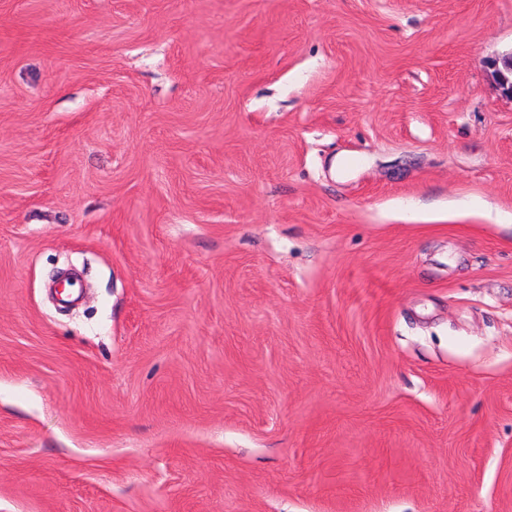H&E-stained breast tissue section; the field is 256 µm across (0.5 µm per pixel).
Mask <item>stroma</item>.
Here are the masks:
<instances>
[{
  "label": "stroma",
  "instance_id": "35a3bbf8",
  "mask_svg": "<svg viewBox=\"0 0 512 512\" xmlns=\"http://www.w3.org/2000/svg\"><path fill=\"white\" fill-rule=\"evenodd\" d=\"M511 52L512 0H0V512H512Z\"/></svg>",
  "mask_w": 512,
  "mask_h": 512
}]
</instances>
